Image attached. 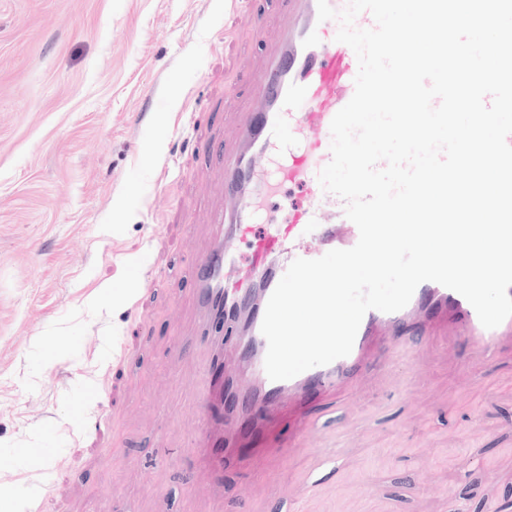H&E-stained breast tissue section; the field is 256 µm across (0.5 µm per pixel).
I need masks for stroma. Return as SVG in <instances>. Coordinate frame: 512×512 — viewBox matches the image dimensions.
Here are the masks:
<instances>
[{
    "label": "stroma",
    "mask_w": 512,
    "mask_h": 512,
    "mask_svg": "<svg viewBox=\"0 0 512 512\" xmlns=\"http://www.w3.org/2000/svg\"><path fill=\"white\" fill-rule=\"evenodd\" d=\"M266 10L0 0V512H512V341L486 360L438 320L372 341L357 404L313 396V447L244 444L261 479L218 487L198 462L193 284L126 290L136 262L212 247L203 154L231 142L226 83L273 45Z\"/></svg>",
    "instance_id": "stroma-1"
}]
</instances>
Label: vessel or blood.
Listing matches in <instances>:
<instances>
[{
    "instance_id": "1",
    "label": "vessel or blood",
    "mask_w": 512,
    "mask_h": 512,
    "mask_svg": "<svg viewBox=\"0 0 512 512\" xmlns=\"http://www.w3.org/2000/svg\"><path fill=\"white\" fill-rule=\"evenodd\" d=\"M271 7L279 21L277 43L249 77L251 104L237 114L235 148L219 155L224 207L211 215L216 241L190 267L200 338H210L216 320L225 326L224 354L211 356L201 369L202 423L194 434L200 448L211 445L213 420L235 431L239 412L259 404L270 419H280L313 385L326 392L346 390L347 402H355L348 386L364 363L370 332L390 330L426 306L449 311L454 335L485 358H492L504 340H512V317L485 328L462 295L428 281L416 288L402 310L368 311L348 356L292 379L267 376V341L260 328H253L245 350H238L236 329L243 306L263 319L272 292L294 259H317L333 249L352 248L359 239L357 226L345 215V200L326 192L318 180L331 159V121L354 94L356 55L336 41L337 21H319L317 0H271ZM286 183L298 188L299 198L291 204L289 224L282 226L270 220L268 202ZM244 242L250 246L245 261L239 258ZM314 432L313 417L295 418L287 441L277 446L278 455L284 458L311 444Z\"/></svg>"
}]
</instances>
